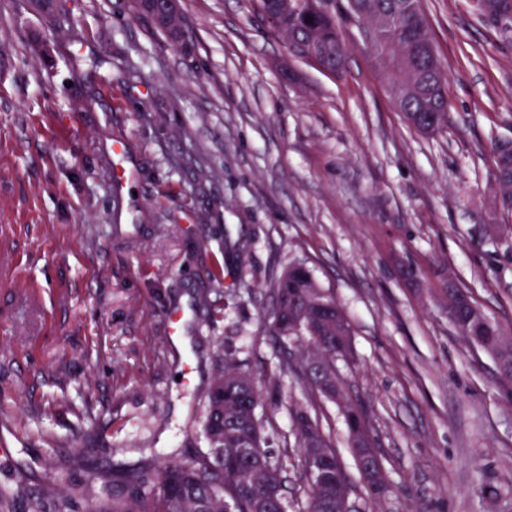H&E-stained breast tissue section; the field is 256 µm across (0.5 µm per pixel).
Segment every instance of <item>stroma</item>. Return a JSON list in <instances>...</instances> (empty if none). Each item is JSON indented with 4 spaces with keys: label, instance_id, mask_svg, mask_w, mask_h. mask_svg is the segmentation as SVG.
<instances>
[{
    "label": "stroma",
    "instance_id": "stroma-1",
    "mask_svg": "<svg viewBox=\"0 0 512 512\" xmlns=\"http://www.w3.org/2000/svg\"><path fill=\"white\" fill-rule=\"evenodd\" d=\"M181 7L188 53L129 0H67L55 18L0 0V250L18 260L0 281V489L52 490L57 512L90 474L44 470L46 452L194 458L199 393L228 353L281 460L307 400L278 368L270 283L302 264L349 318L353 355L336 368L391 485L367 498L341 412L319 401L358 512H512V402L444 293L456 283L512 335V245L480 232L504 221L491 145L512 139V48L470 0H423L448 74V124L426 136L350 22L335 76L250 0ZM226 239L247 243L244 260Z\"/></svg>",
    "mask_w": 512,
    "mask_h": 512
}]
</instances>
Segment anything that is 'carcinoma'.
<instances>
[{
  "instance_id": "cac0c4a2",
  "label": "carcinoma",
  "mask_w": 512,
  "mask_h": 512,
  "mask_svg": "<svg viewBox=\"0 0 512 512\" xmlns=\"http://www.w3.org/2000/svg\"><path fill=\"white\" fill-rule=\"evenodd\" d=\"M315 0H277L271 22L274 31L288 45L303 47L299 57L325 69L336 67V58L347 55L336 13L324 15L314 7ZM373 19L384 21L382 41L377 52L391 61V89L417 85L418 92L399 105L406 122L413 128L433 118L448 120L446 87L448 76L437 52L421 53L417 34L435 47L424 10L414 15L403 0H359ZM478 20L497 36L505 47H512V29H504L499 17L512 15V0H473ZM274 309L269 330L280 346V369L294 375L306 389L308 398L323 399L320 378L309 372L313 358H321L325 370L336 377V358L351 350V326L341 306L326 294L312 271L303 265L288 268L272 284ZM487 348L493 351L496 368L505 382V396L512 397V341L504 335L498 341L490 336ZM260 404L261 394L244 364L232 355L217 366L205 391L207 416L203 433L207 451L188 462L157 467L154 455L135 462L117 461L98 468L92 480L72 485L61 496L60 507L77 502L84 512H286L283 465L273 466L264 449L269 419L249 405ZM348 437L365 435L377 454L375 439L357 403L344 406ZM299 462L309 472L304 440L311 434L323 438L319 419L305 410L297 417ZM64 463L73 469L85 466V456L50 453L43 460L47 470ZM337 475L330 474L310 489L306 505L298 512H339L336 508ZM26 496V512H46L47 497L38 491L20 488Z\"/></svg>"
}]
</instances>
